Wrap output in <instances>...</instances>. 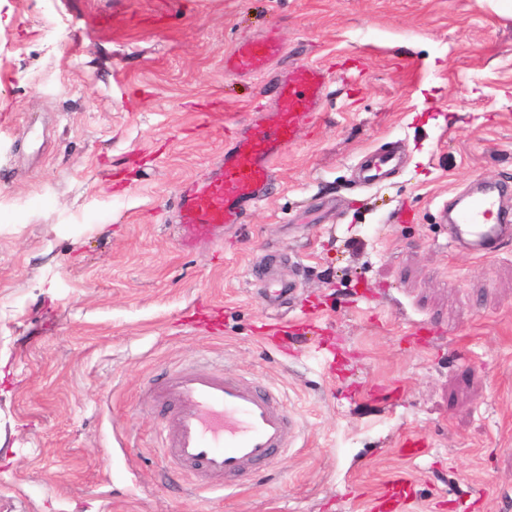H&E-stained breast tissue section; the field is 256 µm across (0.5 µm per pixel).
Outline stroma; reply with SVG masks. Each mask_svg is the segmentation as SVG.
I'll return each instance as SVG.
<instances>
[{
  "instance_id": "stroma-1",
  "label": "stroma",
  "mask_w": 512,
  "mask_h": 512,
  "mask_svg": "<svg viewBox=\"0 0 512 512\" xmlns=\"http://www.w3.org/2000/svg\"><path fill=\"white\" fill-rule=\"evenodd\" d=\"M277 33L257 75L239 43ZM323 98L265 198L185 250L186 186ZM406 166L366 188L360 156ZM512 185V17L493 0H0V505L6 512H512V239L479 261L439 209ZM297 291L268 304L248 270ZM212 364L278 389L300 437L233 492L163 459L153 386ZM423 443L405 455V438ZM280 52V44L274 35L245 42L224 56V73L232 76L258 73Z\"/></svg>"
}]
</instances>
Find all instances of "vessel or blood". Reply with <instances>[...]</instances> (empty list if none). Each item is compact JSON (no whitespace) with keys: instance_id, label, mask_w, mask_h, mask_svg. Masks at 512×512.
Masks as SVG:
<instances>
[{"instance_id":"vessel-or-blood-1","label":"vessel or blood","mask_w":512,"mask_h":512,"mask_svg":"<svg viewBox=\"0 0 512 512\" xmlns=\"http://www.w3.org/2000/svg\"><path fill=\"white\" fill-rule=\"evenodd\" d=\"M280 52L273 35L245 42L225 55L224 72L258 73ZM324 83L319 67L289 71L277 97L278 121L239 141L211 179L185 191L176 223L184 249L215 240L225 227L239 223L243 206L263 199L273 176L272 159L294 142ZM399 163L393 152L366 154L358 165L359 179L379 183ZM510 238L512 224L504 222L500 193L490 183L461 198L448 224L449 243L480 259L494 255ZM156 397L177 407L163 430L165 453L181 461L203 486L223 489L245 473L271 467L299 436L294 415L279 398L226 375L180 372Z\"/></svg>"}]
</instances>
